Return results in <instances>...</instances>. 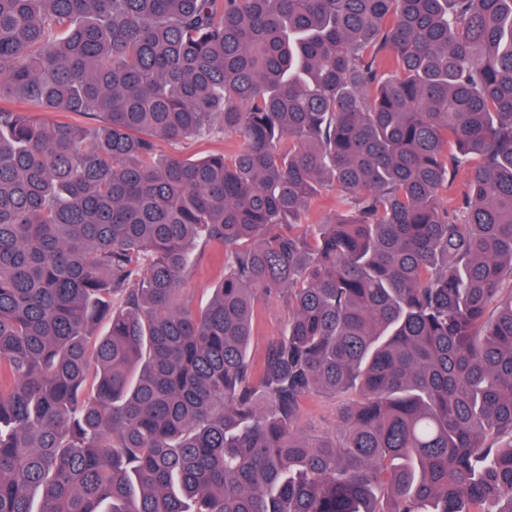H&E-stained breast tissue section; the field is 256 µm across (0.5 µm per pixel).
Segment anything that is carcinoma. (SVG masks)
<instances>
[{
	"label": "carcinoma",
	"instance_id": "1",
	"mask_svg": "<svg viewBox=\"0 0 512 512\" xmlns=\"http://www.w3.org/2000/svg\"><path fill=\"white\" fill-rule=\"evenodd\" d=\"M0 512H512V0H0ZM202 272H196L187 278V293L193 300L195 307H204L211 299V290L220 279L221 270L218 265L211 262V256L208 251L200 258ZM288 319V312L276 297L259 295L255 302L254 333L249 354L255 365L264 357L270 341L282 333ZM336 399L334 398H311L306 401L302 430L308 431L311 428L327 429L336 423Z\"/></svg>",
	"mask_w": 512,
	"mask_h": 512
}]
</instances>
